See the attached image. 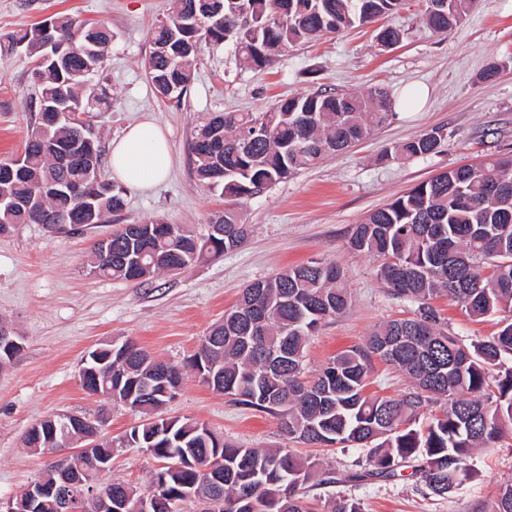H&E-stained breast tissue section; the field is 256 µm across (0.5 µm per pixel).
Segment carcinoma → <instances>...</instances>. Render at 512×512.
I'll return each mask as SVG.
<instances>
[{"label": "carcinoma", "mask_w": 512, "mask_h": 512, "mask_svg": "<svg viewBox=\"0 0 512 512\" xmlns=\"http://www.w3.org/2000/svg\"><path fill=\"white\" fill-rule=\"evenodd\" d=\"M476 0H425V22L443 34L460 24ZM401 0H176L175 10L153 31L147 73L156 93L179 100L191 68L206 46L235 45L243 60L263 68L288 48L343 33L398 12ZM403 32L388 25L377 34L384 48ZM112 31L101 23L67 16L44 20L9 36L0 53L22 50L33 59L30 78L38 87L37 116L22 155V174H0V196L26 207L0 205V229L16 224H104L124 205L123 190L87 176L100 168L103 150L84 125L55 122L65 102L80 114L100 101L93 85L73 72H97L108 54ZM381 88L336 93L317 90L280 100L266 112H215L192 142L196 177L226 198L250 197L295 172L320 163L331 148L345 150L391 116ZM260 137L238 150L245 131ZM90 138L79 157L62 148L80 134ZM442 128L407 140L387 153L409 160L441 152ZM79 183L84 199L68 194ZM224 236L199 235L175 225L173 235L156 232L158 221L112 232V265L102 276L127 280L126 256H139L151 274L186 268L207 256L233 250L248 236L235 211L211 220ZM351 249L384 259L379 277L389 294L417 304L418 314L374 328L357 346L338 352L314 375L305 374L310 336L328 319L346 312L349 295L332 262L291 266L242 289L236 304L215 323L202 344L216 364L206 378L198 358L190 367L200 380L230 401L280 419L283 433L316 447L356 444L369 449L368 468L351 475L396 480L413 463L412 474L427 490L445 497L472 479L476 451L493 447L512 430V154L491 153L477 165H462L415 185L370 212L355 225ZM446 295L470 318L499 317L493 335L465 345L442 328L428 301ZM112 372L87 374L89 389L114 401L130 400L140 425L115 440L119 448H151L168 462L159 473V512H181V491L195 486L204 498H224V512H314L304 485L320 473L319 460L281 448L258 449L216 437L190 419L159 418L177 394L182 372L156 361L129 342L105 344ZM406 374L412 387L397 399L365 394L373 358ZM148 381L154 391L143 396ZM439 413H434V409ZM31 448H65L62 436L29 432ZM177 462L179 466L170 467ZM112 502L135 508L141 492L109 483ZM324 512H363L351 496H334ZM485 512H512V483L500 489Z\"/></svg>", "instance_id": "obj_1"}]
</instances>
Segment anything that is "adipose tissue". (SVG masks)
<instances>
[{"instance_id":"1","label":"adipose tissue","mask_w":512,"mask_h":512,"mask_svg":"<svg viewBox=\"0 0 512 512\" xmlns=\"http://www.w3.org/2000/svg\"><path fill=\"white\" fill-rule=\"evenodd\" d=\"M171 165L168 143L153 122H137L112 142L109 166L114 176L129 188L153 187L166 177Z\"/></svg>"}]
</instances>
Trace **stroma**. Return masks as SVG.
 Wrapping results in <instances>:
<instances>
[{"label": "stroma", "mask_w": 512, "mask_h": 512, "mask_svg": "<svg viewBox=\"0 0 512 512\" xmlns=\"http://www.w3.org/2000/svg\"><path fill=\"white\" fill-rule=\"evenodd\" d=\"M173 7L174 0H0V38L57 15L107 23L112 46L92 82L106 88L111 107L89 113L91 131L106 147L129 124L151 120L166 136L174 159L164 182L147 191L127 190L124 210L108 223L76 231L18 224L0 235V324L23 345L17 357L0 366V498L21 495L50 461L24 442L36 420L65 411L91 416L102 411L105 431L113 438L140 422L139 413L87 394L79 381L85 353L115 340L132 342L181 369V389L165 416L204 423L250 448H287L319 459L337 482L309 486L307 497L317 510L336 493L360 500L364 512H483L500 486L512 483V438L476 454L475 477L444 498L413 477L355 486L343 477L362 470L366 449L290 440L277 418L229 402L203 385L188 362L242 288L292 264L336 263L351 299L345 314L311 336L307 371L362 344L379 323L412 315L413 305L390 296L379 279L382 258L351 250L348 239L366 215L414 185L481 161L491 148L512 152V0H477L463 23L445 34L426 27L424 0H402L389 22L404 38L386 50L378 46L373 24L290 48L263 69L248 67L232 44L208 48L193 65L186 96L177 102L160 98L146 76L151 29ZM494 62L499 74L482 81L481 73ZM31 67L24 52L0 55V159L21 154L31 133L37 97L28 78ZM413 82L427 87L426 99L254 197L226 199L201 184L192 170L194 134L210 113L265 112L278 100L317 88L342 93L380 86L396 100ZM436 127L447 133L440 153L405 162L383 159L386 148ZM228 208L251 227L246 241L231 252L146 281L88 272L94 243L118 225L160 219L202 232ZM431 305L463 343L498 329L496 319L473 320L448 296L434 297ZM160 465L139 449L116 448L112 471L102 480L142 489Z\"/></svg>", "instance_id": "1"}]
</instances>
